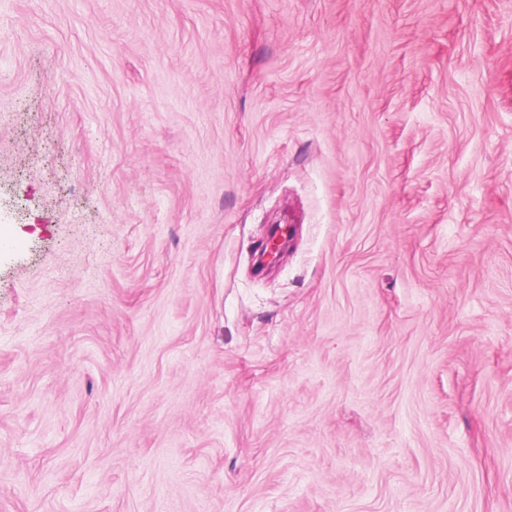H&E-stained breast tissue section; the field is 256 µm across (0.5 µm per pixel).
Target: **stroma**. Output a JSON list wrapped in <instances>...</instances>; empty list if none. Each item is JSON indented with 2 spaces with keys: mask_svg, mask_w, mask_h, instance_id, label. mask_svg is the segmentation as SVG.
Listing matches in <instances>:
<instances>
[{
  "mask_svg": "<svg viewBox=\"0 0 512 512\" xmlns=\"http://www.w3.org/2000/svg\"><path fill=\"white\" fill-rule=\"evenodd\" d=\"M0 512H512V0H0Z\"/></svg>",
  "mask_w": 512,
  "mask_h": 512,
  "instance_id": "stroma-1",
  "label": "stroma"
}]
</instances>
